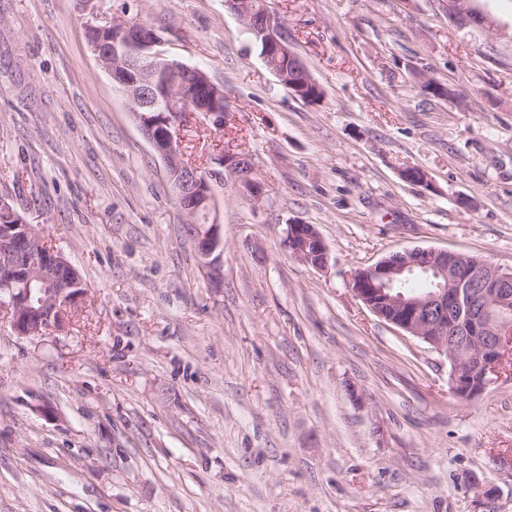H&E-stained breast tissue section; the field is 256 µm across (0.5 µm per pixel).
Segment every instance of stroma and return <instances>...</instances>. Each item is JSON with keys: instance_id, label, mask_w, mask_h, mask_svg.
<instances>
[{"instance_id": "35a3bbf8", "label": "stroma", "mask_w": 512, "mask_h": 512, "mask_svg": "<svg viewBox=\"0 0 512 512\" xmlns=\"http://www.w3.org/2000/svg\"><path fill=\"white\" fill-rule=\"evenodd\" d=\"M102 4L223 90L224 127L192 116L182 144L248 152L262 194L216 185L202 258L89 48L92 0H0V197L85 286L43 335L0 318V512H512V381L457 398L350 286L417 247L512 267V0L462 26L448 0H269L314 104L224 0ZM292 221L325 268L284 249ZM285 238L292 243L290 255L317 269L328 262L327 248L313 225L291 222L287 224Z\"/></svg>"}]
</instances>
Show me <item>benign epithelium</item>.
<instances>
[{
    "mask_svg": "<svg viewBox=\"0 0 512 512\" xmlns=\"http://www.w3.org/2000/svg\"><path fill=\"white\" fill-rule=\"evenodd\" d=\"M469 0H448V16L479 22ZM262 47V59L295 97L313 98L316 82L291 51L275 13L258 16L248 0H225ZM92 52L128 100L130 112L163 160L185 223L199 211L208 213L209 230L195 234L198 251L211 256L221 244L214 186L229 174L260 196L252 158L223 152L206 169L188 167L180 149V131L189 115L199 113L216 127L224 124V93L201 70L160 50L165 39L139 23L116 20L101 11L86 23ZM13 224L0 225V310L20 336H38L56 325L66 309L84 295L82 282L67 277L73 265L55 248L38 253L45 237L13 214L0 199V214ZM290 255L317 269L328 262L327 248L311 224L287 225ZM421 272L444 279L426 292L408 294L397 287L404 274ZM351 289L377 317L430 344L451 365L455 395L464 400L488 385L512 378L506 360L512 356V269L448 250L414 248L392 253L366 270L353 273Z\"/></svg>",
    "mask_w": 512,
    "mask_h": 512,
    "instance_id": "1",
    "label": "benign epithelium"
}]
</instances>
